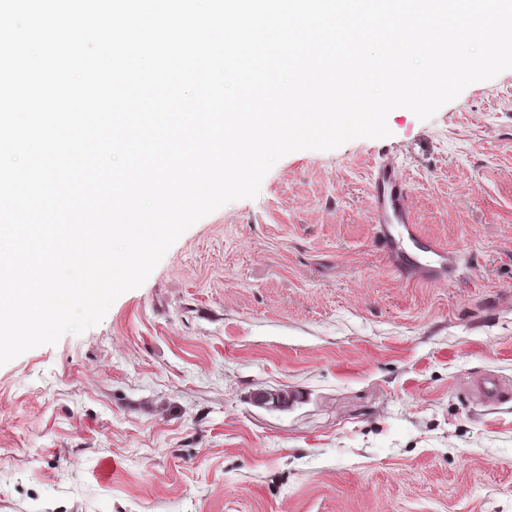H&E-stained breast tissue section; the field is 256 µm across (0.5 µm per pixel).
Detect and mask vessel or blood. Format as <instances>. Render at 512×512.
<instances>
[{
    "label": "vessel or blood",
    "mask_w": 512,
    "mask_h": 512,
    "mask_svg": "<svg viewBox=\"0 0 512 512\" xmlns=\"http://www.w3.org/2000/svg\"><path fill=\"white\" fill-rule=\"evenodd\" d=\"M369 200L371 221L380 230L392 266L427 281L444 278L449 255L442 246L422 238L409 205L406 183L391 160L373 165Z\"/></svg>",
    "instance_id": "vessel-or-blood-1"
}]
</instances>
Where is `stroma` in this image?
Listing matches in <instances>:
<instances>
[{
  "instance_id": "1",
  "label": "stroma",
  "mask_w": 512,
  "mask_h": 512,
  "mask_svg": "<svg viewBox=\"0 0 512 512\" xmlns=\"http://www.w3.org/2000/svg\"><path fill=\"white\" fill-rule=\"evenodd\" d=\"M387 125L282 157L99 324L0 365V512H512V69ZM378 158L444 280L387 260Z\"/></svg>"
}]
</instances>
